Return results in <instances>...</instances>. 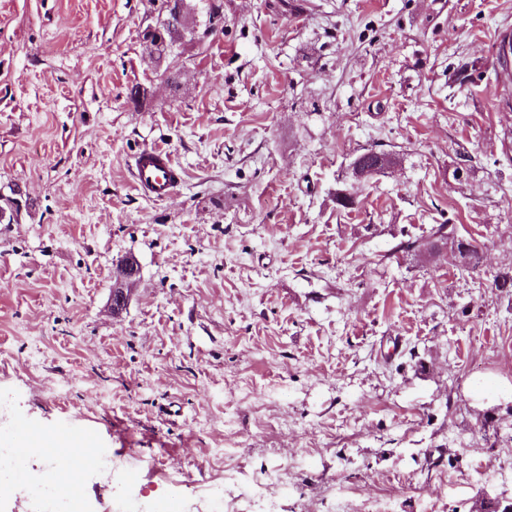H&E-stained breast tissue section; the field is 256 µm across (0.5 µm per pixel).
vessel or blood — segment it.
<instances>
[{"mask_svg": "<svg viewBox=\"0 0 512 512\" xmlns=\"http://www.w3.org/2000/svg\"><path fill=\"white\" fill-rule=\"evenodd\" d=\"M135 188L144 196L162 200L170 196L183 179V171L167 149L149 146L139 151L132 165ZM52 428L27 419H20L16 427L15 442L18 467L13 475V486H20L26 480L22 466L31 452L32 439H50Z\"/></svg>", "mask_w": 512, "mask_h": 512, "instance_id": "1", "label": "vessel or blood"}]
</instances>
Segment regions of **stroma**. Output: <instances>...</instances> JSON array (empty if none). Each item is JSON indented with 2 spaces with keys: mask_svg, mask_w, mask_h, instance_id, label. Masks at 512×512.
<instances>
[{
  "mask_svg": "<svg viewBox=\"0 0 512 512\" xmlns=\"http://www.w3.org/2000/svg\"><path fill=\"white\" fill-rule=\"evenodd\" d=\"M158 8L0 0V427L74 418L137 452L147 512L270 470L275 512H336L327 484L392 512L512 497L511 473L448 487L512 432V0H223L163 66ZM148 145L183 170L162 201L133 188ZM370 149L395 165L354 180ZM437 224L478 268L398 251Z\"/></svg>",
  "mask_w": 512,
  "mask_h": 512,
  "instance_id": "1",
  "label": "stroma"
}]
</instances>
